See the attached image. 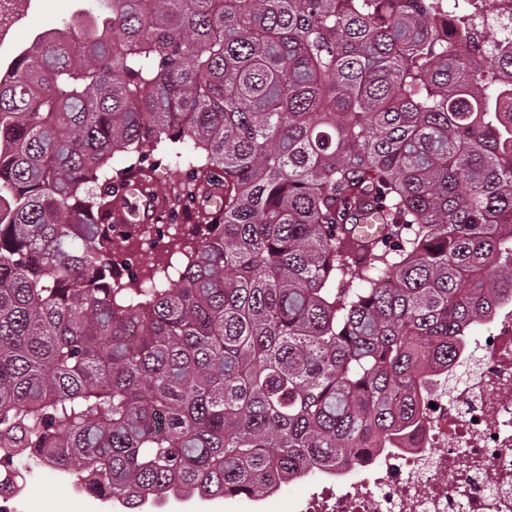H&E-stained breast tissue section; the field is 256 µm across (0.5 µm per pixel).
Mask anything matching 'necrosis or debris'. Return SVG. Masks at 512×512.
<instances>
[{"instance_id": "1", "label": "necrosis or debris", "mask_w": 512, "mask_h": 512, "mask_svg": "<svg viewBox=\"0 0 512 512\" xmlns=\"http://www.w3.org/2000/svg\"><path fill=\"white\" fill-rule=\"evenodd\" d=\"M484 18L485 29L512 28V0H448ZM78 49L66 27L34 31L23 49ZM0 40V58L19 49ZM488 335H470L462 378L438 380L420 394V419L408 434L377 439L356 459L311 477L295 512H512V307L499 308Z\"/></svg>"}]
</instances>
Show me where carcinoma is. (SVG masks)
Wrapping results in <instances>:
<instances>
[{"label":"carcinoma","instance_id":"obj_1","mask_svg":"<svg viewBox=\"0 0 512 512\" xmlns=\"http://www.w3.org/2000/svg\"><path fill=\"white\" fill-rule=\"evenodd\" d=\"M437 0H112L0 82V448L245 496L407 433L512 302V32ZM120 38L123 47H112ZM117 151L131 163L112 171ZM190 246L112 222L153 152ZM153 179L155 183L163 188L169 189L175 185H178L185 178L184 172L170 166L165 160L161 163L160 161L154 167Z\"/></svg>","mask_w":512,"mask_h":512}]
</instances>
